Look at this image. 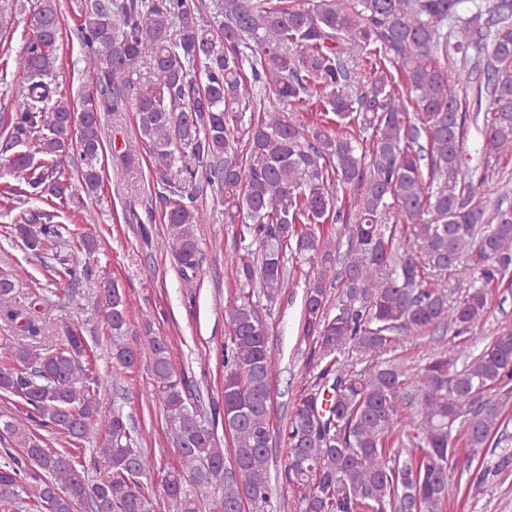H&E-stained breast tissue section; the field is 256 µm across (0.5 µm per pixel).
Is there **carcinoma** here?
<instances>
[{"label":"carcinoma","instance_id":"cac0c4a2","mask_svg":"<svg viewBox=\"0 0 512 512\" xmlns=\"http://www.w3.org/2000/svg\"><path fill=\"white\" fill-rule=\"evenodd\" d=\"M77 38L95 89L80 106L56 97L61 12L31 0L15 75L25 102L0 116V156L56 209L71 199L61 171L80 151L87 193L101 183V113L132 103L140 138L162 185L160 246L183 275L199 267L197 185L223 198L224 221L239 225L232 254L238 288L224 305V396L215 425L190 401L184 374L151 324L136 328L125 293L104 288L99 303L112 358L138 364L147 349L154 393L178 464L162 497L175 512H247L268 499L274 351L253 297L284 288L289 261L306 256L317 277L303 304V339L316 381L296 398L284 432V475L299 490L297 512H442L448 487L479 490L486 451L501 443L512 407V329L462 356L441 352L416 372L375 362L412 331L470 333L488 310L485 288L448 301V277L484 283L512 278V207L487 213L483 184L493 173L463 155L467 121L483 99V150L512 158V0H80ZM470 13L459 16L460 8ZM490 18L483 19L484 14ZM467 74L475 107L448 76ZM152 77L134 79L143 64ZM396 72H391L387 64ZM323 113L307 126L296 113ZM371 132L364 143L358 131ZM353 191L347 209L337 188ZM31 212L13 225L35 253L55 248L71 281L81 278L58 247L69 228ZM343 224L350 247L320 226ZM409 244L393 250L397 225ZM341 270H336V264ZM339 288L335 312L328 293ZM82 331L64 328L58 347L12 346L0 366V398L25 416L0 414V436L21 448L0 464V512L27 505L46 512H155V462L132 436L130 417L112 412L101 458L108 476L66 449L41 445L36 428L70 441L97 431L93 386L83 365ZM364 364L357 369V364ZM464 430L469 459L452 462V429ZM401 439L397 456L387 445ZM236 467L224 470L228 460Z\"/></svg>","mask_w":512,"mask_h":512}]
</instances>
